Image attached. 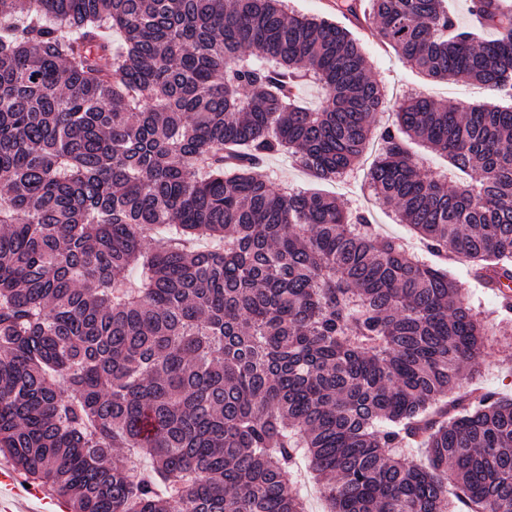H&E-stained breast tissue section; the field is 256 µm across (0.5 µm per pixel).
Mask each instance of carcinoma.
Masks as SVG:
<instances>
[{"instance_id":"obj_1","label":"carcinoma","mask_w":512,"mask_h":512,"mask_svg":"<svg viewBox=\"0 0 512 512\" xmlns=\"http://www.w3.org/2000/svg\"><path fill=\"white\" fill-rule=\"evenodd\" d=\"M471 8L494 39L446 0L336 13L428 80L512 100V11ZM285 9L0 0V460L68 512H306L302 458L327 512H512V398L439 406L487 354L481 312L368 216L260 169L332 181L377 138L379 203L509 290L512 106L392 103L346 27ZM449 8L454 12L456 21L463 28H477L481 40H488L495 36V31L490 28H480L476 19L469 11L470 0H447Z\"/></svg>"}]
</instances>
